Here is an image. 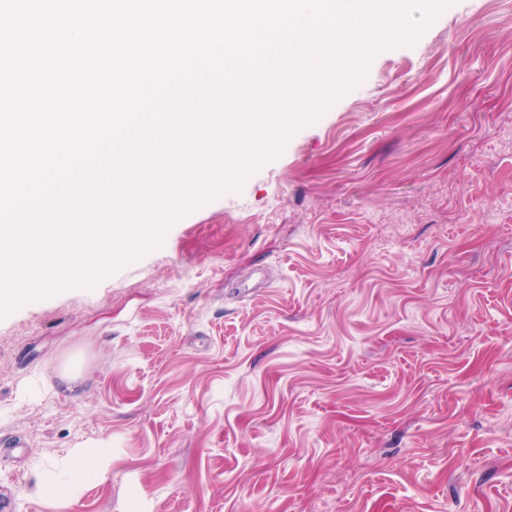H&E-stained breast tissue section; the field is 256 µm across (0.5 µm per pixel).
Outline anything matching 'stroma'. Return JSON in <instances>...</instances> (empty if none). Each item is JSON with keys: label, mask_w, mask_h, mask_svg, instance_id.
Instances as JSON below:
<instances>
[{"label": "stroma", "mask_w": 512, "mask_h": 512, "mask_svg": "<svg viewBox=\"0 0 512 512\" xmlns=\"http://www.w3.org/2000/svg\"><path fill=\"white\" fill-rule=\"evenodd\" d=\"M8 512H512V0H453L93 287L0 317ZM111 457L63 503L72 451ZM78 481L77 472L73 470L70 463L68 466L56 468L53 489L41 481L36 486V491L47 496L64 497Z\"/></svg>", "instance_id": "1"}]
</instances>
